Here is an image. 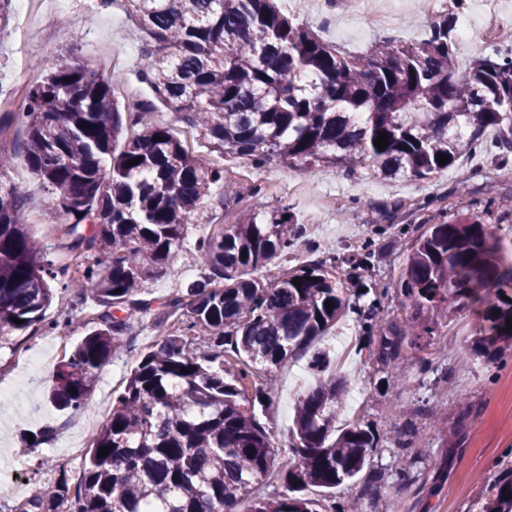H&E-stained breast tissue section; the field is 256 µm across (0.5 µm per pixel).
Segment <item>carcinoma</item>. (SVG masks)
Instances as JSON below:
<instances>
[{"label": "carcinoma", "instance_id": "carcinoma-1", "mask_svg": "<svg viewBox=\"0 0 512 512\" xmlns=\"http://www.w3.org/2000/svg\"><path fill=\"white\" fill-rule=\"evenodd\" d=\"M122 8L143 35L140 82L222 158L256 168L276 159L303 174L327 165L348 176L369 169L393 180L432 179L482 147L490 131L502 152L512 149V58L459 65L446 15L424 19V35L411 44L356 53L294 22L274 0H122ZM29 70L36 77L23 89V107L0 117V137L22 133L11 152L0 147V336L56 330L60 320L46 313L57 291L77 306L90 288L106 306L99 326L54 371L56 407L87 406L101 367L133 346L134 321L151 311L139 291L185 248L189 226L208 223L217 207L239 214L196 239L192 258L206 273L164 303L181 329L157 323L158 340L91 436L79 481L64 469L47 481L32 475L35 490L20 512H58L62 504L65 512H234L250 496L251 512H319L307 490L353 484L377 440L359 423L337 426L347 381L318 353L310 362L315 384L294 404L290 455L278 461L255 414V403L271 395L274 368L348 312L386 366L406 347L430 346L466 312L474 315L477 359L492 363L512 349V263L483 215L456 211L414 238L397 282L411 315L384 325L376 302L387 289L372 290L362 305L366 293L347 295L337 271L368 270L382 244L342 258L318 248L268 280L259 271L300 234L288 207H243L262 186L193 154L153 119L152 104L121 105L115 86L124 74L104 75L76 56L47 70L31 61ZM381 133L382 152L373 143ZM438 154L449 161L440 164ZM19 159L48 193L45 211L65 262L29 234L21 192L1 180ZM100 251L111 254L102 269L90 262ZM190 336L208 353L197 354ZM226 355L237 364L225 367ZM275 471L285 491L254 496ZM488 493L483 512H512L511 468Z\"/></svg>", "mask_w": 512, "mask_h": 512}]
</instances>
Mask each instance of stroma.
Returning a JSON list of instances; mask_svg holds the SVG:
<instances>
[{
    "label": "stroma",
    "instance_id": "1",
    "mask_svg": "<svg viewBox=\"0 0 512 512\" xmlns=\"http://www.w3.org/2000/svg\"><path fill=\"white\" fill-rule=\"evenodd\" d=\"M93 0H72L71 9L57 12L41 4L37 7L43 26L58 29L57 37L44 42L27 40L21 16H14L10 26L0 33V92L16 90L20 71L27 58L39 59L51 67L56 56L69 51L94 59L103 73L119 69L126 82L117 98L120 103L149 99L150 91L135 76L143 42L138 29L125 13L112 7L92 12ZM282 8L321 31L323 37L349 50H364L374 42L393 39L413 42L423 32L419 0H403L396 25L384 31L376 26L349 21L350 7L337 4L329 17L309 13L294 0H280ZM302 177L309 193L304 197L288 195L278 187L281 177ZM26 198L24 215L30 233L54 245L46 226L37 217L44 211L47 193L24 165H16L7 175ZM254 181L263 193L249 199L254 210L288 206L296 223L305 225L303 236L285 255L274 258L267 274L311 259L315 248H330L343 253L352 236L379 238L390 224L413 223L406 213V200L444 199L481 211L494 201L512 197V160L477 151L461 166L449 168L441 177L425 180H385L372 171L351 179L333 167H321L314 173L298 175L295 169L273 160L254 169ZM335 199L334 208H322V198ZM404 250H383L367 273V280L388 286L381 304L385 319H400L408 310L394 288L399 277ZM204 267L193 262L190 251L174 255L166 267L145 283L144 298L153 305L163 303L187 280L199 279ZM98 301L87 296L83 306L72 307L70 297L57 293L48 318L68 314L64 333H44L30 339L32 350L48 353L59 339L76 346L96 323L93 315ZM342 326L329 329L310 349L285 362L275 372L274 392L258 411L279 457L288 454L289 420L282 414L291 410L299 390L298 380L309 374L310 359L317 350H330ZM135 343L131 349L113 357L98 375L90 396L92 403L112 402L123 391L130 370L135 367L148 345L157 338L153 315L134 322ZM16 337H0V385L21 382L18 396L0 398V466L24 459L29 470L49 479L57 465L51 455L61 452L67 442L83 437L85 411H59L47 400L53 369L29 373L14 353ZM369 339L355 340V367L347 372L348 387L361 388L363 403L358 422L376 434L378 446L373 455L369 482L358 481L338 488L335 497L344 500L364 496L368 512H474L485 495L486 485L504 464L512 460V351L493 364L478 362L468 340L449 349L443 337H434L430 347L406 351L398 364L383 367L368 350ZM455 393H448V386ZM46 432L44 440L30 456H20L18 437L24 432ZM410 447H400L402 439Z\"/></svg>",
    "mask_w": 512,
    "mask_h": 512
}]
</instances>
